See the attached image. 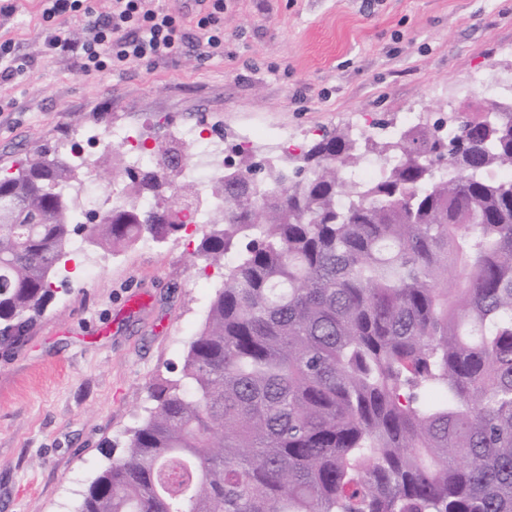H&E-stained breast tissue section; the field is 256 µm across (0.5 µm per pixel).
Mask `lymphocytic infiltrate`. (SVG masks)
Here are the masks:
<instances>
[{
	"label": "lymphocytic infiltrate",
	"instance_id": "lymphocytic-infiltrate-1",
	"mask_svg": "<svg viewBox=\"0 0 512 512\" xmlns=\"http://www.w3.org/2000/svg\"><path fill=\"white\" fill-rule=\"evenodd\" d=\"M42 18L48 22L46 47L58 54L75 55L81 70H101L103 59L126 64L147 59L158 63L174 56L188 37L175 17L152 8L151 0H112L109 12L88 18L81 40H73L69 20L82 16L85 0H41ZM203 13L195 23L204 38V55L211 58L224 52V32L220 16L224 0H205Z\"/></svg>",
	"mask_w": 512,
	"mask_h": 512
}]
</instances>
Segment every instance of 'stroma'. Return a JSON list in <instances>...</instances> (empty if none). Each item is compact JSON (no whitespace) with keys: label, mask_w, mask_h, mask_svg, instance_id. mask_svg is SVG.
Returning <instances> with one entry per match:
<instances>
[{"label":"stroma","mask_w":512,"mask_h":512,"mask_svg":"<svg viewBox=\"0 0 512 512\" xmlns=\"http://www.w3.org/2000/svg\"><path fill=\"white\" fill-rule=\"evenodd\" d=\"M0 40L28 60L0 80V173L75 131L160 112L147 144L191 126L232 139L321 129L409 112L431 121L461 110L474 72L512 80V0H224V53L184 50L153 64L81 72L49 54L39 0H12ZM127 183L101 163L71 191L82 212L106 209L101 187ZM197 237L140 243L101 260L82 247L54 278L56 297L28 340L0 351V505L74 512L81 494L176 379L223 270L194 255Z\"/></svg>","instance_id":"stroma-1"}]
</instances>
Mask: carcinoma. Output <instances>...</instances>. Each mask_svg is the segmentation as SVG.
Masks as SVG:
<instances>
[{
    "label": "carcinoma",
    "mask_w": 512,
    "mask_h": 512,
    "mask_svg": "<svg viewBox=\"0 0 512 512\" xmlns=\"http://www.w3.org/2000/svg\"><path fill=\"white\" fill-rule=\"evenodd\" d=\"M187 145L124 167L95 224L83 169L37 150L0 177V347L51 303L78 235L115 252L186 225ZM391 161L376 180L346 172ZM512 111L400 137L322 131L299 154L224 169L196 254L224 284L181 377L76 512H512ZM157 206L146 209L143 202Z\"/></svg>",
    "instance_id": "obj_1"
}]
</instances>
